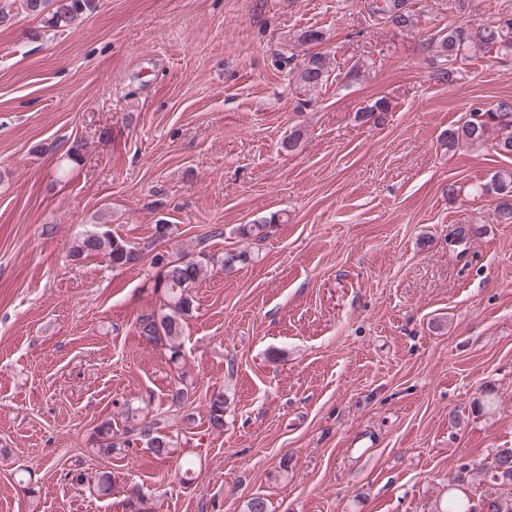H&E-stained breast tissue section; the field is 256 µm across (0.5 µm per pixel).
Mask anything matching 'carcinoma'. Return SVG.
I'll use <instances>...</instances> for the list:
<instances>
[{
  "label": "carcinoma",
  "mask_w": 512,
  "mask_h": 512,
  "mask_svg": "<svg viewBox=\"0 0 512 512\" xmlns=\"http://www.w3.org/2000/svg\"><path fill=\"white\" fill-rule=\"evenodd\" d=\"M384 5L376 11L387 16V20L398 28L414 26L413 13L408 0H383ZM20 8L28 15L40 20L43 27L58 29L70 27L81 21L83 16L96 8L95 0H20ZM440 52L446 62H454L464 48L474 47L479 51H496L498 54L512 53V14L504 15L487 25L476 28L456 26L439 39ZM332 60L329 55L316 52L307 55L295 73L296 82L305 89H315L330 76ZM468 118L459 126L448 129L447 144L452 149L461 143L479 145L493 141L499 153L512 156V99H500L487 106L474 103L469 106ZM488 193H494L498 202L495 208L497 219L512 222V172L498 171L484 185ZM275 217L257 224H246L242 235L260 243L267 238L268 228ZM151 253V265L156 269L155 290L162 294L160 308L144 312L136 317V329L145 341L164 347L170 353V360L184 363L181 337L185 319L193 310L192 291L204 278L210 266L215 264L212 256L204 249L182 246L176 255L165 259L153 244L131 243L105 224H94L78 236L69 249V256L75 260L92 255H104L112 267H126L137 264L145 253ZM250 261L246 250H232L224 253L220 266L230 274ZM179 381L172 387L168 399L171 405L184 408L189 400L193 383L187 380V372L178 374ZM227 410V396L223 390H214L207 402L208 426L213 431L224 429V414ZM96 451L104 457L122 453L125 448L140 443L159 459L171 457V451L181 445L180 431L168 434L162 432L160 419L138 415V409L130 406L123 412V424L117 425L110 419L102 421L95 430ZM485 475L498 486L512 485V450L504 449L494 454L486 467ZM131 512H157L155 496L136 485L128 500ZM447 512H512V492H490L474 500L468 492L463 496H448Z\"/></svg>",
  "instance_id": "carcinoma-1"
}]
</instances>
